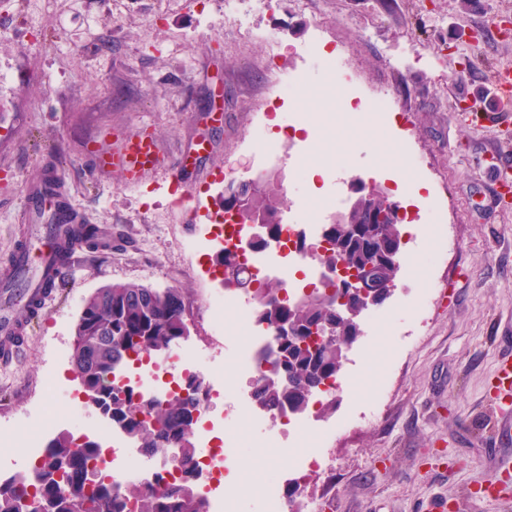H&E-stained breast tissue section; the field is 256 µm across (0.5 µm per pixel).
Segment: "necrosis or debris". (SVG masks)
Listing matches in <instances>:
<instances>
[{
	"instance_id": "obj_1",
	"label": "necrosis or debris",
	"mask_w": 512,
	"mask_h": 512,
	"mask_svg": "<svg viewBox=\"0 0 512 512\" xmlns=\"http://www.w3.org/2000/svg\"><path fill=\"white\" fill-rule=\"evenodd\" d=\"M252 232V225L232 224L218 216L203 234L186 246L192 255L224 250L235 254L238 263V280L232 284L226 283L223 266L214 264L209 268L210 281L223 283L224 290L206 293L193 316L194 322L207 329L204 345H197L190 337L182 339L164 351L134 359L112 376L113 388L129 396L136 406L148 398L169 399L186 392L190 384H199L201 406L189 435L191 457H184L179 448L144 454L123 429L110 427L103 421L94 435L98 438L111 436L112 444L102 452L100 459L90 462L89 470L95 478L111 479L114 489L121 492L132 487L187 482L204 498L207 512H231L232 503L221 494L220 486L236 475L240 452L235 449L231 436L235 422L243 417L261 427L273 442L305 432L312 434L318 445L317 451L301 457L289 472L270 474L265 488L264 512H323L317 502L289 500L287 489L303 484L308 477L329 467L330 460L321 448L329 435L348 426L351 419L346 416L330 421L324 418L322 410L342 391L345 377L338 375L327 380L310 397L301 413L268 412L251 396L253 384L268 371V360L274 354L273 338L260 327L255 316L258 303L253 289L276 281L283 287L282 297L292 302L312 289L325 287L327 243L323 227L281 224L278 236L257 251L244 246ZM301 238L308 246L303 253L296 247ZM228 306L236 309L240 328L246 335L245 345L234 352L230 351L224 336V309ZM223 361L232 362V369L222 374L214 372V364ZM217 406L224 409L223 419L212 416ZM61 421V416L42 409L30 416L25 437H16L13 430L0 427L1 448L20 446L26 450L21 462L0 468V481L22 480L39 467L45 447Z\"/></svg>"
}]
</instances>
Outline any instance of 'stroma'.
Wrapping results in <instances>:
<instances>
[{"label":"stroma","instance_id":"obj_1","mask_svg":"<svg viewBox=\"0 0 512 512\" xmlns=\"http://www.w3.org/2000/svg\"><path fill=\"white\" fill-rule=\"evenodd\" d=\"M251 29L237 30L226 0H11L0 13V264L19 236L29 185L57 156L70 202L87 223L112 229V248L76 252L68 282L17 362L0 369V427L16 433L41 403L62 409L78 388L71 365L75 326L86 298L125 282L187 289L190 308L213 255L183 249L201 224L172 205L169 172L136 185L98 171L95 152L152 134L175 158L197 155L184 174L190 194L212 209L229 177L248 179L279 148L261 102L273 81L307 87L285 96V112L317 115L328 138L284 158L279 178L289 207L314 214L334 178L372 177L418 206L426 228L405 248L396 287L370 354L353 374L337 416L367 405L375 417L337 432L336 467L309 480L303 500L328 512H512V489L480 502L475 493L512 460V411L495 412L494 372L512 358V202H495L490 154L512 156V141L469 123L458 100L492 106L493 71L512 66V35L487 34L494 17L512 18V0H284L267 9L237 0ZM339 42L363 102L346 112L318 74L316 36ZM396 109L370 111L374 95ZM411 146L421 167L403 164ZM60 388L48 392L51 380ZM242 465L229 495L236 512H261L264 482L288 470L308 443L289 453L239 420Z\"/></svg>","mask_w":512,"mask_h":512}]
</instances>
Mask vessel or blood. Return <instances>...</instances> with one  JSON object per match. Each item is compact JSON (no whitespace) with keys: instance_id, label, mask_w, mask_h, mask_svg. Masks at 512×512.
Instances as JSON below:
<instances>
[{"instance_id":"vessel-or-blood-1","label":"vessel or blood","mask_w":512,"mask_h":512,"mask_svg":"<svg viewBox=\"0 0 512 512\" xmlns=\"http://www.w3.org/2000/svg\"><path fill=\"white\" fill-rule=\"evenodd\" d=\"M502 98L487 110L485 120L495 125L505 121L512 109V69H496L491 77ZM188 156L168 161L155 138L146 133L126 137L118 151L98 155L95 166L114 170L125 182L141 181L162 165H169L172 191L184 193L183 174ZM30 224L18 244L16 266L0 274V367H9L25 349L31 332L45 317L58 284L74 268L73 254L67 248V226L74 211L63 194L52 196L41 187H31L26 198Z\"/></svg>"}]
</instances>
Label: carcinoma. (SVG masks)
Masks as SVG:
<instances>
[{"instance_id":"1","label":"carcinoma","mask_w":512,"mask_h":512,"mask_svg":"<svg viewBox=\"0 0 512 512\" xmlns=\"http://www.w3.org/2000/svg\"><path fill=\"white\" fill-rule=\"evenodd\" d=\"M236 202L246 215L259 217L272 232L278 231L279 213L286 202L278 181L267 176L241 189ZM390 208L381 192L362 198L349 211L355 231L348 232L340 224L326 233L328 265L334 267L341 260L349 275L358 277L367 276L370 265L379 281L395 285L398 270L390 261L387 245L399 240L401 230ZM98 232L96 226L79 222L71 244L93 240ZM256 291L268 305L258 312L260 321L270 331L275 324L286 322L288 335L274 337L276 358L270 361L271 373L255 382L254 396L271 411L302 412L311 391L340 374V350L356 336V320L336 317V300L346 292L339 287L330 295L314 291L307 303L288 306L278 299L280 287L276 285H261ZM187 307L186 293L180 288L114 284L85 300L84 317L76 324L71 362L82 389L96 395L104 414L134 437L145 454L185 440L186 431L194 425L187 400L174 397L151 405L146 410L150 420L145 421L112 389L109 377L128 356L162 351L179 340ZM96 455L97 446L91 441L80 443L69 433L52 438L34 480L0 485V512H24L30 500L42 503L44 512H73L77 502L87 505L85 512H124L128 507L124 494L90 477L88 462ZM136 495L141 512H206L202 498L189 484H163Z\"/></svg>"}]
</instances>
